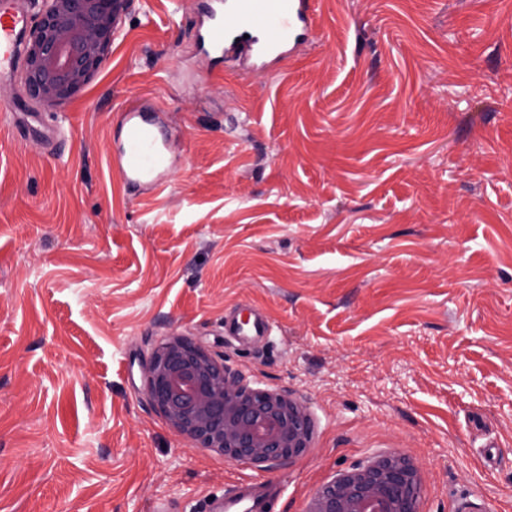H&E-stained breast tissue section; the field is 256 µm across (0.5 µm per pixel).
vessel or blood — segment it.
Masks as SVG:
<instances>
[{"label":"vessel or blood","mask_w":512,"mask_h":512,"mask_svg":"<svg viewBox=\"0 0 512 512\" xmlns=\"http://www.w3.org/2000/svg\"><path fill=\"white\" fill-rule=\"evenodd\" d=\"M312 0H211L201 35V51L210 61L237 62L254 58L279 61L313 35ZM30 31L25 0H0V78L13 76L20 49ZM117 149L118 172L124 184H145L158 190L169 161L167 134L160 122L141 109L124 110ZM274 332L269 316L249 305L224 317V333L238 343L260 347ZM269 487L235 484L209 512H271Z\"/></svg>","instance_id":"1"}]
</instances>
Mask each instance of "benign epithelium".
<instances>
[{
  "label": "benign epithelium",
  "mask_w": 512,
  "mask_h": 512,
  "mask_svg": "<svg viewBox=\"0 0 512 512\" xmlns=\"http://www.w3.org/2000/svg\"><path fill=\"white\" fill-rule=\"evenodd\" d=\"M115 0H50L24 49L23 90L55 108L93 77L112 47ZM151 405L179 433L233 461L275 464L307 447L312 425L280 394L256 391L187 337L158 343L145 364ZM420 484L403 457L385 454L318 489L309 512H417Z\"/></svg>",
  "instance_id": "benign-epithelium-1"
}]
</instances>
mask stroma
<instances>
[{
	"label": "stroma",
	"instance_id": "obj_1",
	"mask_svg": "<svg viewBox=\"0 0 512 512\" xmlns=\"http://www.w3.org/2000/svg\"><path fill=\"white\" fill-rule=\"evenodd\" d=\"M199 20L129 0L53 111L0 79V512H205L270 478L307 512L390 451L421 512H512V0H315L273 74L208 67ZM130 106L170 128L163 193L118 175ZM243 302L262 348L224 336ZM172 336L300 402L308 448L266 469L177 432L144 377ZM273 332L274 324L269 316L254 305L235 309L224 316V335L240 344L252 347L263 346L269 342Z\"/></svg>",
	"mask_w": 512,
	"mask_h": 512
}]
</instances>
